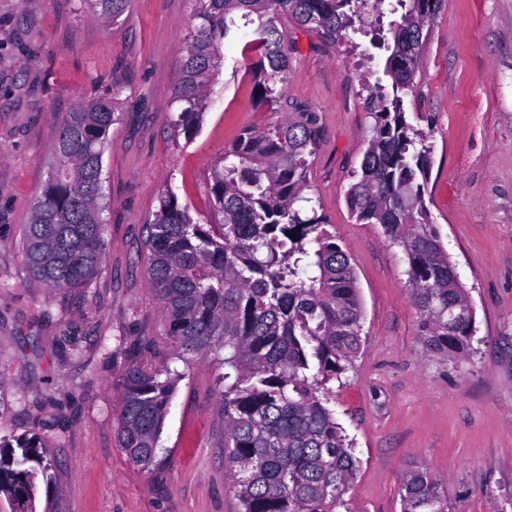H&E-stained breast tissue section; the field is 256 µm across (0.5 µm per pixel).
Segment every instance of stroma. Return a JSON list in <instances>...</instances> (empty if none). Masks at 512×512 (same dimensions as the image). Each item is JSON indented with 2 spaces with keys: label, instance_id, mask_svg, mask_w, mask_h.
Here are the masks:
<instances>
[{
  "label": "stroma",
  "instance_id": "35a3bbf8",
  "mask_svg": "<svg viewBox=\"0 0 512 512\" xmlns=\"http://www.w3.org/2000/svg\"><path fill=\"white\" fill-rule=\"evenodd\" d=\"M193 11V0H131L112 22L78 0H0V436L38 435L56 459L52 481H36L37 512H240L213 358L186 368L153 468L129 460L114 416L128 363H171L146 275L161 190L200 223H221L215 161L242 130L280 118L259 105L241 56L217 76L195 138H172ZM280 28L292 57L285 110L318 115L312 195L352 258L365 313L360 355L329 384L359 464L346 498L353 512H401L402 480L423 467L448 512H512V0H444L420 85L403 98L434 146L425 199L475 310L463 357L426 350L401 250L347 206L371 123L362 81L391 90L385 55L367 58L357 34L332 45L287 16ZM115 91L103 261L87 286L51 292L24 268L22 228L61 113Z\"/></svg>",
  "mask_w": 512,
  "mask_h": 512
}]
</instances>
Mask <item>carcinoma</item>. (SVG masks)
I'll list each match as a JSON object with an SVG mask.
<instances>
[{
	"label": "carcinoma",
	"mask_w": 512,
	"mask_h": 512,
	"mask_svg": "<svg viewBox=\"0 0 512 512\" xmlns=\"http://www.w3.org/2000/svg\"><path fill=\"white\" fill-rule=\"evenodd\" d=\"M100 19L129 0H83ZM195 24L175 93L171 135L190 141L226 43L250 55L259 102L280 103L291 58L279 28L286 14L334 44L348 32L388 53L392 97L368 87L372 123L360 171L346 194L360 224L379 225L402 250L418 332L433 353L461 355L476 333L475 312L430 218L425 185L432 163L428 134L408 123L402 95L413 92L426 34L443 0H397L405 9L389 29L366 9L385 0H194ZM117 97L64 113L52 163L22 232L25 268L51 290L81 288L103 259L106 211L102 157L116 121ZM313 112H288L262 130L246 129L216 162L211 195L223 223H197L166 189L147 225L148 280L162 306L173 359L189 365L214 356L224 417V453L242 512H350L344 495L357 460L328 407L327 384L345 373L363 345V308L350 255L311 203L307 172L320 145ZM294 237H289V234ZM182 374L129 364L115 410L129 459L153 464L175 383ZM52 459L35 437L0 439V496L10 512H36L35 478L51 479ZM402 512H448L441 481L415 469L401 487Z\"/></svg>",
	"instance_id": "carcinoma-1"
}]
</instances>
